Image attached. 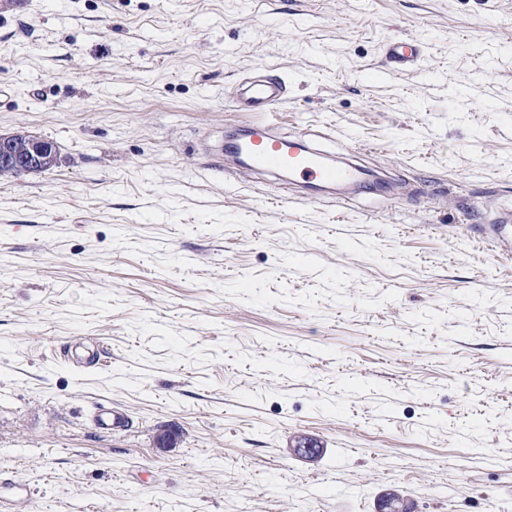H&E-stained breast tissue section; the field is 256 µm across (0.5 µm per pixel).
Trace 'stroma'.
<instances>
[{
	"instance_id": "35a3bbf8",
	"label": "stroma",
	"mask_w": 512,
	"mask_h": 512,
	"mask_svg": "<svg viewBox=\"0 0 512 512\" xmlns=\"http://www.w3.org/2000/svg\"><path fill=\"white\" fill-rule=\"evenodd\" d=\"M259 69L281 135L390 188L214 156ZM0 84V133L59 151L0 179V479L30 512H512V0H21ZM386 58L393 71L415 68L422 60L421 45L414 38L392 41L386 47ZM286 88L283 77L267 72L239 84L235 106L242 112H271L286 98ZM93 423L96 427L110 428L112 431H123L129 426L128 417L123 411L102 405L94 415Z\"/></svg>"
}]
</instances>
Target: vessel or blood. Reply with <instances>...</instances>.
Returning a JSON list of instances; mask_svg holds the SVG:
<instances>
[{"instance_id": "obj_1", "label": "vessel or blood", "mask_w": 512, "mask_h": 512, "mask_svg": "<svg viewBox=\"0 0 512 512\" xmlns=\"http://www.w3.org/2000/svg\"><path fill=\"white\" fill-rule=\"evenodd\" d=\"M389 67L403 71L416 67L422 59L418 40H395L386 47ZM286 82L278 75L263 74L239 84L234 95L235 105L243 112L258 113V120L245 126L244 141L231 146H218L216 156H229L249 168L277 174L289 172L303 179L307 187L344 185L362 188L366 176L360 167L327 162L320 150L302 141L279 135L268 117L269 111L286 97ZM95 426L115 431L125 430L129 421L126 414L112 406L99 407L93 418ZM31 492L22 482L12 483L9 493L0 492V512H15L18 503L29 501Z\"/></svg>"}]
</instances>
